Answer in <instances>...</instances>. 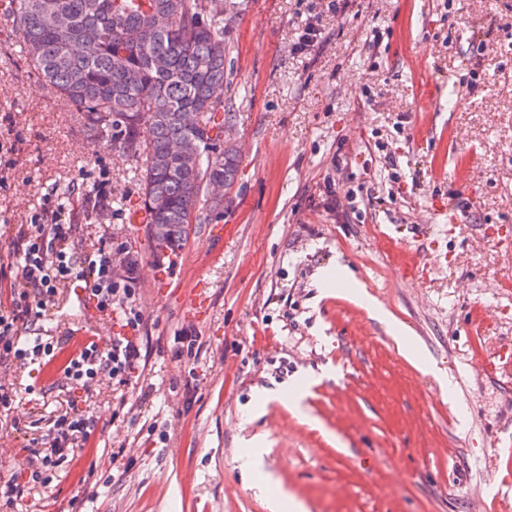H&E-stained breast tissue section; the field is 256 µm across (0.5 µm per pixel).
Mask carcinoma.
<instances>
[{"mask_svg":"<svg viewBox=\"0 0 512 512\" xmlns=\"http://www.w3.org/2000/svg\"><path fill=\"white\" fill-rule=\"evenodd\" d=\"M20 53L42 84L79 113L94 150L134 162L141 208L162 227L155 250H178L214 209L208 186L231 187L239 157L215 135L173 159L201 116L224 128V0H0ZM143 116L139 127L112 116Z\"/></svg>","mask_w":512,"mask_h":512,"instance_id":"1","label":"carcinoma"}]
</instances>
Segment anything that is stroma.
<instances>
[{"label":"stroma","instance_id":"obj_1","mask_svg":"<svg viewBox=\"0 0 512 512\" xmlns=\"http://www.w3.org/2000/svg\"><path fill=\"white\" fill-rule=\"evenodd\" d=\"M235 3L222 139L238 179L161 258L126 221L130 162L91 152L0 19V298L21 225L62 191L76 251L134 253L143 315L136 334L88 319L68 286L27 327L66 342L9 371L40 399L14 411L27 435L0 428L3 476L26 468L33 420L66 409L62 367L86 338L134 335L144 358L90 392L99 432L19 512H67L82 483V512H512V379L494 369L512 348V244L482 232L512 227V0ZM311 16L321 38L295 53ZM183 336L197 365L176 356Z\"/></svg>","mask_w":512,"mask_h":512}]
</instances>
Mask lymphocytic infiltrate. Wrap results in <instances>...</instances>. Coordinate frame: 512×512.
I'll return each instance as SVG.
<instances>
[{"label":"lymphocytic infiltrate","instance_id":"1","mask_svg":"<svg viewBox=\"0 0 512 512\" xmlns=\"http://www.w3.org/2000/svg\"><path fill=\"white\" fill-rule=\"evenodd\" d=\"M65 213L61 198L45 195L39 211L20 232L11 261L19 283L9 301L0 305V362L25 366L54 355L58 340L38 336L25 341L22 330L46 317L59 287L75 282L96 299L102 315H124L132 330L142 321L133 303L134 289L118 287L114 280L111 251H75ZM139 359L140 347L130 338L114 339L107 346L90 338L80 353L68 360L64 377L74 393H89L91 385L105 377L121 386L127 383ZM98 427L92 412L80 408L74 400L63 413L50 416L38 447L27 450V468L0 480V512H15L19 500L33 488H50L59 468L80 457Z\"/></svg>","mask_w":512,"mask_h":512}]
</instances>
